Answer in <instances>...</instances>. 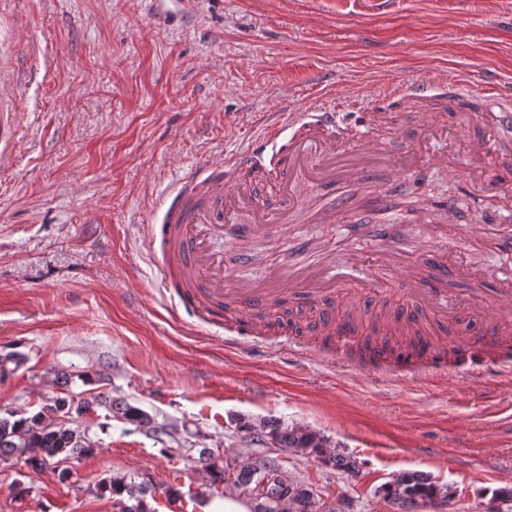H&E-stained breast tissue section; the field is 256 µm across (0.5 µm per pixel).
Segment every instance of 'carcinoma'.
Here are the masks:
<instances>
[{
    "label": "carcinoma",
    "mask_w": 512,
    "mask_h": 512,
    "mask_svg": "<svg viewBox=\"0 0 512 512\" xmlns=\"http://www.w3.org/2000/svg\"><path fill=\"white\" fill-rule=\"evenodd\" d=\"M379 333V327L372 325L370 334L359 347L360 357H371V351L376 346L397 356L399 349L409 347L421 339L420 331L414 328L412 336L394 346L391 344L393 336L387 334L375 338ZM25 360V355L19 351L0 352V381L14 374ZM97 406L106 407L112 417L135 426L139 431H161L149 414L126 401H110L101 393L88 397L56 394L44 398L34 411L0 409V461L14 459L33 471H43L54 469L61 462L78 460L92 454L97 444L86 432L70 426V418L81 417ZM270 436L283 448L317 453L325 464L338 471L353 473L357 469L354 458L337 448L330 457H325L327 439L306 427L273 426L270 428ZM264 478L260 469L244 465L232 473L231 480L237 486L253 487ZM397 483L399 489L385 495V499L401 504L403 512H414L418 504L432 502L439 488L429 477L417 473L403 474L397 478ZM104 489L118 497L119 512H152L145 501L150 493L145 485L128 482L124 477H113L104 484ZM310 493L311 488L298 481L279 490L284 498L294 499L295 512H315Z\"/></svg>",
    "instance_id": "obj_1"
}]
</instances>
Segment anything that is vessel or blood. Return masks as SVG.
I'll list each match as a JSON object with an SVG mask.
<instances>
[{"instance_id":"1","label":"vessel or blood","mask_w":512,"mask_h":512,"mask_svg":"<svg viewBox=\"0 0 512 512\" xmlns=\"http://www.w3.org/2000/svg\"><path fill=\"white\" fill-rule=\"evenodd\" d=\"M27 57L21 49L0 66V167L10 163L15 149L18 98L12 88L28 72ZM398 96L416 104L444 97L454 112L478 105L484 128L469 145L474 188L501 193V182L484 176L481 159L493 147L512 150V102L476 94L459 84L445 88L431 79L401 86ZM441 124V113H420L416 136L385 145L375 138L373 123L325 105L300 118L284 112L261 116V130L247 145L220 162L184 172L157 211L150 244L174 276L180 308L195 314L203 306L216 313L228 307L237 328L258 329L270 312L298 304L316 311L321 335L345 345L352 340V327L333 310L339 297L358 311L367 298L385 301L397 293L414 316L455 318L463 303L449 292V278L462 273L482 279L487 274L484 264L473 256L458 261L446 248L425 255L406 249L395 212L384 203L376 207L377 223L356 225L357 243L347 249L341 265L331 249L310 245L295 262L268 266L261 281H234L224 263L225 253L213 247L215 240H223L245 263L257 238L270 233L287 236L299 216L323 224L339 222L347 212L349 189L359 184L366 170L389 167L406 177L424 164L449 169L447 154L425 156L418 149L422 134ZM258 181L273 185L272 199L258 196ZM511 313L510 271L494 277L489 293L482 296L480 330L463 350V364L490 392L504 374L499 323Z\"/></svg>"}]
</instances>
